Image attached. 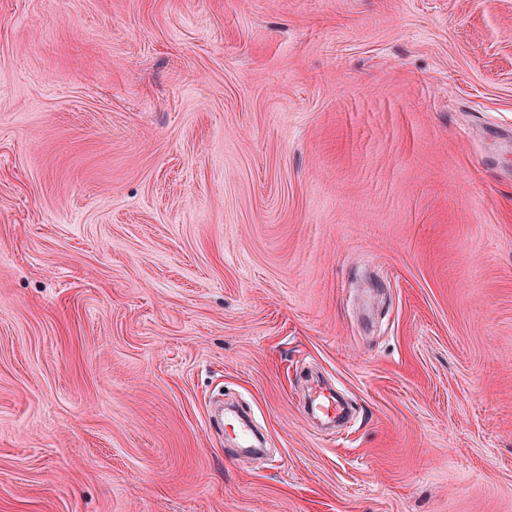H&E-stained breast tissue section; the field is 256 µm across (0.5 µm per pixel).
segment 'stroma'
Listing matches in <instances>:
<instances>
[{
    "label": "stroma",
    "instance_id": "stroma-1",
    "mask_svg": "<svg viewBox=\"0 0 512 512\" xmlns=\"http://www.w3.org/2000/svg\"><path fill=\"white\" fill-rule=\"evenodd\" d=\"M0 512H512V0H0ZM311 412L330 421L340 419L345 412V407L334 391L319 387L314 389L309 396Z\"/></svg>",
    "mask_w": 512,
    "mask_h": 512
}]
</instances>
